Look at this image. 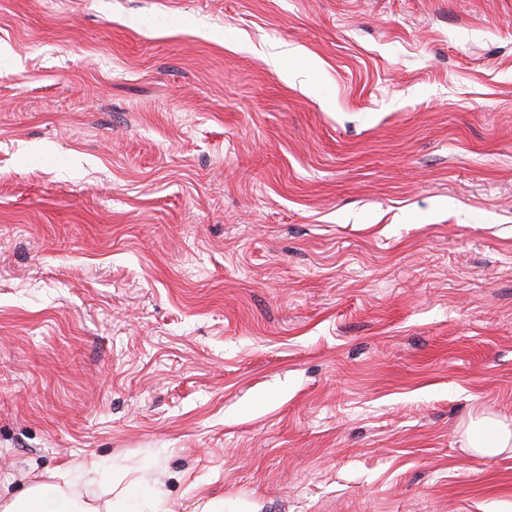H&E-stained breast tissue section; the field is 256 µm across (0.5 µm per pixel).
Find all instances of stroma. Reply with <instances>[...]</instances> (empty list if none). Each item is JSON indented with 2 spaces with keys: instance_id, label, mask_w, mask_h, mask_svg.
Instances as JSON below:
<instances>
[{
  "instance_id": "35a3bbf8",
  "label": "stroma",
  "mask_w": 512,
  "mask_h": 512,
  "mask_svg": "<svg viewBox=\"0 0 512 512\" xmlns=\"http://www.w3.org/2000/svg\"><path fill=\"white\" fill-rule=\"evenodd\" d=\"M512 0H0V499L512 512ZM492 419L480 416L470 424L471 447L475 454L494 457L508 450L512 451V428L502 422H494L495 428L490 437L485 436Z\"/></svg>"
}]
</instances>
